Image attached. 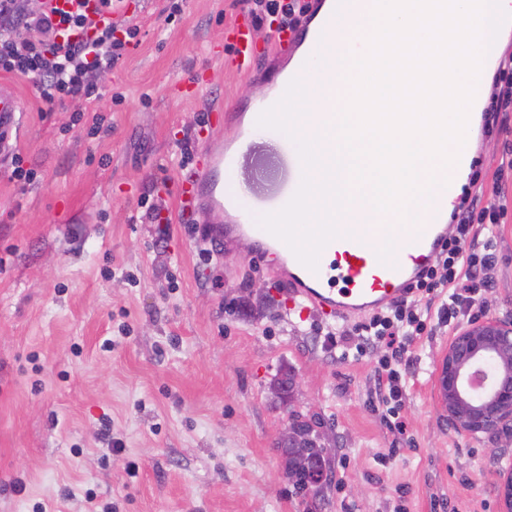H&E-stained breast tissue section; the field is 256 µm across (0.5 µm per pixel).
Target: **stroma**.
Returning <instances> with one entry per match:
<instances>
[{"mask_svg": "<svg viewBox=\"0 0 512 512\" xmlns=\"http://www.w3.org/2000/svg\"><path fill=\"white\" fill-rule=\"evenodd\" d=\"M179 3L171 18L167 0H125L139 44L96 76L80 120L0 73L24 106L0 155V512H89L92 497L112 512H502L512 433L463 434L441 411L437 363L457 325L417 341L393 418L376 395L384 343L324 341L364 317L300 319L252 238L202 251L194 229L216 219L181 213L178 196L236 127L201 120L253 102L287 58L269 25L257 73L237 70L246 0ZM18 164L30 182L12 179ZM234 176L254 201L295 165L260 135ZM470 176L473 197L504 208L483 313L512 322V112L481 135ZM286 371L300 381L290 404L270 390ZM292 407L336 434L315 496L295 493L274 447Z\"/></svg>", "mask_w": 512, "mask_h": 512, "instance_id": "35a3bbf8", "label": "stroma"}]
</instances>
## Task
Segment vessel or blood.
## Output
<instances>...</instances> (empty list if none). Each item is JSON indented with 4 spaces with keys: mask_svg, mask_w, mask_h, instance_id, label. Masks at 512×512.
<instances>
[{
    "mask_svg": "<svg viewBox=\"0 0 512 512\" xmlns=\"http://www.w3.org/2000/svg\"><path fill=\"white\" fill-rule=\"evenodd\" d=\"M237 69H247L255 53L250 28H236ZM22 103L9 85L0 86V153L10 150L9 134L17 125ZM237 159L236 152L225 151L216 144L206 152L204 173L187 178L189 197L182 201L185 210L207 208L215 212L228 211L236 216L235 223L206 227L201 237L211 244L222 243L231 234L260 235L259 246L264 253L275 257L274 271L288 284V300L299 314L319 313L345 318L351 315L378 311L406 294V288L435 261L440 241L448 230L436 223L421 224L414 230L390 224L364 228L353 237H340L328 244L334 257L309 270L294 256L292 250L269 232H258L235 200L224 197V171ZM399 239L402 253L394 260L380 261L383 244Z\"/></svg>",
    "mask_w": 512,
    "mask_h": 512,
    "instance_id": "vessel-or-blood-1",
    "label": "vessel or blood"
}]
</instances>
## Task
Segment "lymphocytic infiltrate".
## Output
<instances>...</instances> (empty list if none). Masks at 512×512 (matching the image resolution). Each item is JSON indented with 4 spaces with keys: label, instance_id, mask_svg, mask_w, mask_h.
Returning <instances> with one entry per match:
<instances>
[{
    "label": "lymphocytic infiltrate",
    "instance_id": "obj_1",
    "mask_svg": "<svg viewBox=\"0 0 512 512\" xmlns=\"http://www.w3.org/2000/svg\"><path fill=\"white\" fill-rule=\"evenodd\" d=\"M39 0L30 8L26 0H0V72L38 80L47 103H70L74 112L86 111L97 95L95 75L115 68L138 35L137 28H119L102 21V14L120 10L122 0H97L94 11L80 8L62 12ZM305 7L300 0H252L254 27L278 17L283 29H296ZM503 211L495 205L470 204L456 216L453 235L442 243L435 263L413 284L411 291L444 294L436 313L415 302L401 300L374 313L364 330L368 336L389 338L391 348L377 361V386L385 404L400 405L412 357L410 348L426 331L430 318L448 323L472 305L473 293L490 286L495 267L492 242L463 253L464 242L474 239L477 225L499 223Z\"/></svg>",
    "mask_w": 512,
    "mask_h": 512
}]
</instances>
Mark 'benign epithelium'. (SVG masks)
<instances>
[{
    "mask_svg": "<svg viewBox=\"0 0 512 512\" xmlns=\"http://www.w3.org/2000/svg\"><path fill=\"white\" fill-rule=\"evenodd\" d=\"M438 388L458 432L512 430V322L486 316L461 328L439 360Z\"/></svg>",
    "mask_w": 512,
    "mask_h": 512,
    "instance_id": "1",
    "label": "benign epithelium"
}]
</instances>
